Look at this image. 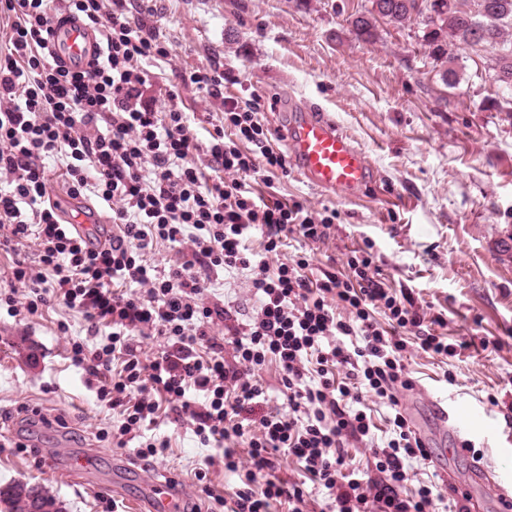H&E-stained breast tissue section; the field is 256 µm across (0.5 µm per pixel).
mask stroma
I'll list each match as a JSON object with an SVG mask.
<instances>
[{"instance_id": "35a3bbf8", "label": "stroma", "mask_w": 512, "mask_h": 512, "mask_svg": "<svg viewBox=\"0 0 512 512\" xmlns=\"http://www.w3.org/2000/svg\"><path fill=\"white\" fill-rule=\"evenodd\" d=\"M368 0H156L155 18L172 61L153 83L157 106L178 91L197 130L222 110L181 83V73L215 68L224 93L254 96L272 145L285 149L294 113L318 108L336 121L374 170L371 187L351 196L307 183L296 168L256 180L267 199L331 209L324 240L290 241L287 262L310 253L313 274L343 269L354 250L371 248L382 278L411 289L428 315L443 314L446 333L468 346L450 360L412 356L417 380L403 392L406 416L431 453L419 479H440L501 512L480 467L512 470V91L498 88L491 65L499 45L453 49L460 80L446 86L420 27L379 21L377 39L359 40L349 24ZM35 238L0 245V487L24 482L56 498L64 512H138L146 487L172 480L180 502L202 486L233 493L238 476L208 465L221 449L202 446L190 420L161 404L153 433L167 448L140 460L135 442L117 447L100 432L120 425L119 410L97 399L98 377L75 367L72 342L93 344L84 315L58 302L11 315L4 301L16 262L37 266ZM456 384L447 386L444 371ZM496 405H489L487 396ZM476 409L481 430L458 437L437 405ZM469 440L471 448L461 447ZM93 461L86 477L76 457Z\"/></svg>"}]
</instances>
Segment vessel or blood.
Returning a JSON list of instances; mask_svg holds the SVG:
<instances>
[{
  "mask_svg": "<svg viewBox=\"0 0 512 512\" xmlns=\"http://www.w3.org/2000/svg\"><path fill=\"white\" fill-rule=\"evenodd\" d=\"M49 46L57 61L82 70L100 52L99 32L80 19L67 18L54 25ZM287 142L300 174L318 188L350 195L371 177L366 156L325 115L304 113L291 124ZM150 497L152 512H172L174 490L170 482L153 485Z\"/></svg>",
  "mask_w": 512,
  "mask_h": 512,
  "instance_id": "vessel-or-blood-1",
  "label": "vessel or blood"
}]
</instances>
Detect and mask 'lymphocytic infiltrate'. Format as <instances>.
<instances>
[{"label":"lymphocytic infiltrate","instance_id":"lymphocytic-infiltrate-1","mask_svg":"<svg viewBox=\"0 0 512 512\" xmlns=\"http://www.w3.org/2000/svg\"><path fill=\"white\" fill-rule=\"evenodd\" d=\"M75 15L102 30V53L85 70L55 61L48 38L55 19ZM12 17L0 46V225L14 238L37 236L41 271L16 266L26 309L59 300L84 314L95 346L71 345V361L110 375L99 401L120 408L117 437L155 422L156 396L192 421L201 444L224 451L225 471L237 474L230 497L215 496L224 512H308L307 484L276 476L280 455L294 456L309 478L335 493L336 512H435L444 502L434 481H418L416 463L430 452L401 409L413 389L412 352L453 358L457 343L441 329L442 315L425 316L410 296L386 288L371 252L353 251L346 272L311 279V259L300 255L270 266L289 236L326 238L336 213L310 212L254 193L251 183L286 170L287 157L271 145L259 99L224 93L215 69L183 74L184 86L222 99L224 112L207 141H199L178 93L157 109L146 92L150 64L171 49L149 0H0ZM205 165H198V156ZM60 161L70 197L95 196L112 212L109 243L61 223L47 191L44 159ZM261 236L263 251L247 242ZM168 243L167 267L149 259ZM248 271L255 313L237 325L231 312L201 295L217 271ZM225 322L227 342L210 337ZM139 336H162L171 348L150 356ZM232 357H225V348ZM122 368L112 372L114 359ZM280 369L283 410H266L259 376ZM154 390L148 398L146 390ZM388 409L389 434L376 439L366 399ZM369 445L372 468L356 469L351 448Z\"/></svg>","mask_w":512,"mask_h":512}]
</instances>
